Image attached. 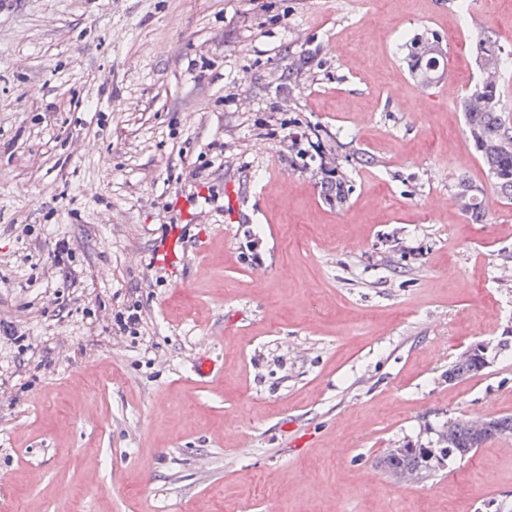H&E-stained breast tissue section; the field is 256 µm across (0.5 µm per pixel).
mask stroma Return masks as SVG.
Instances as JSON below:
<instances>
[{
	"instance_id": "35a3bbf8",
	"label": "stroma",
	"mask_w": 512,
	"mask_h": 512,
	"mask_svg": "<svg viewBox=\"0 0 512 512\" xmlns=\"http://www.w3.org/2000/svg\"><path fill=\"white\" fill-rule=\"evenodd\" d=\"M457 2L0 0V320L58 358L0 347V512H512V436L411 487L378 464L512 415V202L406 59L438 35L464 94L480 30L512 52V0ZM272 118L368 157L343 206ZM134 302L146 335L113 338ZM477 343L489 367L449 380ZM464 186L466 188L471 189L466 200H463L462 205L459 206L461 212L472 221H476V224H481L486 216V204H485V195L484 191L473 185L472 182L466 177V175L461 174L457 178V182L455 185V195H457L459 187Z\"/></svg>"
}]
</instances>
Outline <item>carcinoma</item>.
Listing matches in <instances>:
<instances>
[{
    "mask_svg": "<svg viewBox=\"0 0 512 512\" xmlns=\"http://www.w3.org/2000/svg\"><path fill=\"white\" fill-rule=\"evenodd\" d=\"M429 39L437 41L439 37L434 35ZM429 39L420 37L412 41L407 54L414 78L424 84L438 82L444 72V57L425 56L420 52L419 44ZM477 57L486 59L487 70L481 83L482 95L470 94L462 103L465 126L497 193L501 198L512 201V118L503 112L497 82L509 53L502 51L486 32L481 31L477 37ZM331 171L335 178L326 183L325 191L336 195V204L341 205L352 193V184L338 166H331ZM461 186L471 189L460 206L461 212L478 224L483 222L486 216L484 191L473 185L464 174L457 178L456 187ZM477 373L479 364L471 358L459 356L448 367V375L453 380ZM511 435V415L494 417L486 424L474 420H450L439 431L436 447L448 449L457 458L464 452L471 456L486 443ZM425 458L426 450L423 448L390 449L380 460V467L392 476L423 468Z\"/></svg>",
    "mask_w": 512,
    "mask_h": 512,
    "instance_id": "1",
    "label": "carcinoma"
}]
</instances>
